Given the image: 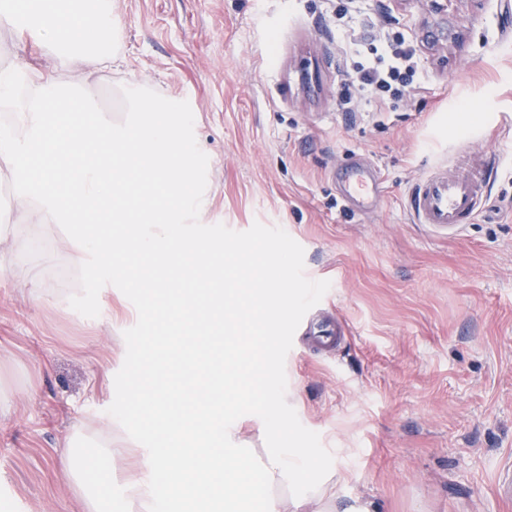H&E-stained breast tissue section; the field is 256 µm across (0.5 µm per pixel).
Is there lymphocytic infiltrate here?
<instances>
[{"label": "lymphocytic infiltrate", "instance_id": "obj_1", "mask_svg": "<svg viewBox=\"0 0 512 512\" xmlns=\"http://www.w3.org/2000/svg\"><path fill=\"white\" fill-rule=\"evenodd\" d=\"M333 13L336 36L349 48L336 99L340 109L350 111L357 99L383 106L417 90L422 70L403 32L395 27L374 32V22L358 0H336Z\"/></svg>", "mask_w": 512, "mask_h": 512}]
</instances>
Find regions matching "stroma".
Returning <instances> with one entry per match:
<instances>
[{
	"label": "stroma",
	"mask_w": 512,
	"mask_h": 512,
	"mask_svg": "<svg viewBox=\"0 0 512 512\" xmlns=\"http://www.w3.org/2000/svg\"><path fill=\"white\" fill-rule=\"evenodd\" d=\"M368 2L424 73L383 112L337 109L344 54L326 0H112L120 60L72 95L117 97L137 77L191 111L209 162L203 224L281 227L306 277L330 281L307 317L340 316L346 338L323 355L295 333L286 398L336 460L326 484L342 503L512 512L494 491L512 465V0ZM354 154L384 180L368 215L338 195ZM490 159L476 223H413L407 192L427 170ZM69 235L52 216L21 220L0 167V512H85L59 460L75 433L111 452L112 497L140 512L125 488L136 443L107 412L133 305L108 285L98 317L70 307Z\"/></svg>",
	"instance_id": "stroma-1"
}]
</instances>
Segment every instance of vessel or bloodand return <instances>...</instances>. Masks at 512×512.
<instances>
[{
  "instance_id": "obj_1",
  "label": "vessel or blood",
  "mask_w": 512,
  "mask_h": 512,
  "mask_svg": "<svg viewBox=\"0 0 512 512\" xmlns=\"http://www.w3.org/2000/svg\"><path fill=\"white\" fill-rule=\"evenodd\" d=\"M489 178L485 167L459 168L451 173L433 170L423 175L409 196L413 222L447 231L475 223L482 213ZM336 181L346 205L356 213L371 210L383 188L378 170L363 159L337 169ZM305 334L317 349L329 352L339 344L344 328L328 319L307 327Z\"/></svg>"
}]
</instances>
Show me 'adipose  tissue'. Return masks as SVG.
<instances>
[{
	"mask_svg": "<svg viewBox=\"0 0 512 512\" xmlns=\"http://www.w3.org/2000/svg\"><path fill=\"white\" fill-rule=\"evenodd\" d=\"M0 28L20 40L34 38L39 50L27 64L0 65V110L9 114L0 125V160L9 167L20 213L54 215L75 226V260L93 255L100 272L108 271L113 250L123 242L155 255L190 250L191 241L174 238L171 231L206 205L195 188L198 150L188 135L192 116L172 113L131 81L123 94L140 112L139 120L78 124L69 117L72 107L62 85L86 86L105 58L106 37L120 35L110 0H28L23 9L16 0H0ZM36 154L44 157V167H32ZM63 155L80 160L76 180L63 178L52 166V159ZM132 178L140 205L109 215L110 223L126 225L124 240H93L81 232V225L94 220L91 205L104 194L123 193ZM211 395L207 383H195L185 392L188 405L182 408L171 405L165 385L142 393L167 432L161 448L153 447L152 435L142 437L150 447L149 473L132 483L130 492L143 512H281L278 499L258 498V478L264 486L284 484L299 492L300 504L313 512H332L325 490L310 480L312 449L292 447L283 437L267 449L264 461H255L232 447L223 418L198 415ZM61 460L76 477H91L100 486L112 483L111 454L99 455L92 468L86 449L72 441Z\"/></svg>",
	"mask_w": 512,
	"mask_h": 512,
	"instance_id": "ef3b65f1",
	"label": "adipose tissue"
}]
</instances>
